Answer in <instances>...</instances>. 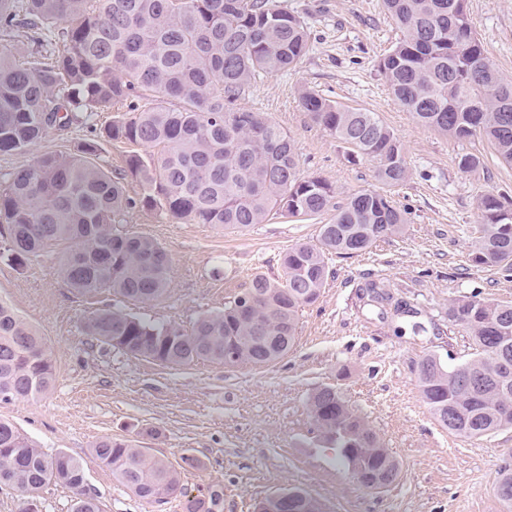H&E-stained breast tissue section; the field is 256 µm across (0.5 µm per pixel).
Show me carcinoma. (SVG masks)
<instances>
[{
  "label": "carcinoma",
  "mask_w": 512,
  "mask_h": 512,
  "mask_svg": "<svg viewBox=\"0 0 512 512\" xmlns=\"http://www.w3.org/2000/svg\"><path fill=\"white\" fill-rule=\"evenodd\" d=\"M400 32L379 61L397 102L417 123L458 140H479L512 165V78H504L476 35L466 0H382ZM0 31L23 35L25 58L0 55V153L26 154L50 130H67L98 110L117 108L103 137L133 146L120 171L96 161L86 141L73 153L46 152L32 165L0 175V236L8 258L24 267L56 249L60 274L78 294L108 289L143 304L160 301L171 258L155 239L127 228L137 210L160 211L190 224L245 231L271 215L318 216L317 243H296L282 257L283 276L255 274L250 314L232 315L236 300L185 331L119 309H101L85 330L94 340L166 366L199 361L264 365L250 345L264 330L296 343L300 312L314 304L332 256L352 257L400 235L406 210L378 191L339 198L336 185L298 169L294 140L259 112L237 106L262 74L297 67L310 50L304 20L274 0H0ZM150 92L155 105L139 100ZM311 120L375 163L385 186L406 181L404 143L375 112L342 106L312 88L300 93ZM484 166L480 152L458 168ZM471 245L475 267L512 271V205L493 193L478 198ZM364 305L406 313L395 285L367 282ZM448 321L469 336L475 357L449 365L429 354L417 382L433 418L468 440L512 427V303L476 295L448 303ZM234 339L224 355V337ZM475 379L462 383L464 376ZM55 380L46 339L0 299V401L34 399ZM309 417L338 449L356 480L387 475L399 461L338 389L311 395ZM93 452L138 497L159 501L181 491L180 472L131 440L104 438ZM73 492L71 512H101L80 462L65 450L45 454L0 418V487L20 493V512H38L47 484ZM221 492L187 499L186 512H218Z\"/></svg>",
  "instance_id": "cac0c4a2"
}]
</instances>
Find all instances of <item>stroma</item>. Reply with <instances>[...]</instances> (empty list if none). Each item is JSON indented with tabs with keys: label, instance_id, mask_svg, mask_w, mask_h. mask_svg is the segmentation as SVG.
I'll list each match as a JSON object with an SVG mask.
<instances>
[{
	"label": "stroma",
	"instance_id": "stroma-1",
	"mask_svg": "<svg viewBox=\"0 0 512 512\" xmlns=\"http://www.w3.org/2000/svg\"><path fill=\"white\" fill-rule=\"evenodd\" d=\"M276 3L306 22L311 48L296 69L257 79L242 105L295 140L301 175L326 179L347 194L381 190L375 165L350 157L314 124L299 92L307 86L376 112L406 146L410 177L391 191L409 212L404 234L359 256L333 258L318 301L300 314L294 347L262 366H164L93 342L83 322L117 305L190 329L197 317L222 310L243 292L254 273L280 277L286 250L316 242L328 215L280 218L232 233L138 212L134 229L172 258L169 293L152 305L108 292L71 293L54 252L22 268L0 257V298L46 337L56 366L48 394L1 403L0 417L45 453L63 449L79 459L103 512H185L187 498L211 488L223 493L221 512H254L258 500L290 488L316 498L324 512H502L496 482L503 467H512V428L479 441L449 434L420 395L417 367L432 353L452 364L472 353L468 337L448 320L450 300L476 295L512 302V272L477 269L468 260L476 200L488 192L512 200V166L490 155L479 173H461L458 158L476 142L420 127L391 95L378 61L398 32L381 0ZM467 10L490 61L511 77L512 0H467ZM88 129L50 132L25 155L0 153V172L31 165L47 151H75ZM381 278L398 285L408 313L360 308L359 287ZM327 386L341 388L399 460L397 482L364 489L313 433L307 400ZM105 437L139 441L175 467L185 455L200 465L182 469L180 494L143 500L93 455V445Z\"/></svg>",
	"mask_w": 512,
	"mask_h": 512
}]
</instances>
